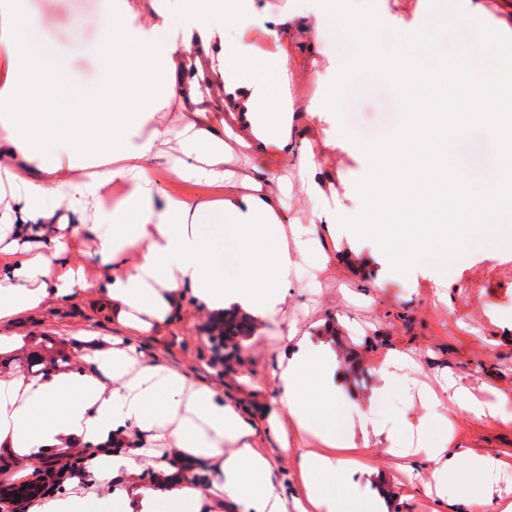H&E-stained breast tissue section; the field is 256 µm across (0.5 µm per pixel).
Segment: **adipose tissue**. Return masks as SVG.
Returning <instances> with one entry per match:
<instances>
[{
	"mask_svg": "<svg viewBox=\"0 0 512 512\" xmlns=\"http://www.w3.org/2000/svg\"><path fill=\"white\" fill-rule=\"evenodd\" d=\"M336 12V0H109L96 46L104 74L84 90L72 87L66 57L28 0H0V154L9 159L0 165V327L90 292L110 304L118 328L81 370L0 378V455L13 462L14 476L72 444L90 453L89 479L29 512L93 505L100 512H387L368 485L375 448L401 471L412 458L432 462L438 504L464 500L481 512H512V490L500 486L512 459L463 455L442 433L448 409L493 417L497 401L448 375L438 389L418 387L401 372L411 356L394 351L358 410L357 432H338L345 397L334 328L314 333L286 316L302 266L320 274L326 264L311 230L290 221L289 194L318 202L314 223L350 243L373 234L372 215L387 217L397 226L385 251L391 275L430 273L439 288L449 256L487 244L492 225L512 222V113L497 105L512 98V72L480 31L445 73L467 92L472 59L506 73L483 89L488 106L461 112L451 100L442 120L416 107L400 135L357 144L375 162L357 205L329 201L316 153L346 148L336 114L359 78L379 67L414 93L436 78L439 18H491L488 0H417L408 15L386 0H348L341 23ZM365 13L389 43L363 28ZM258 36L266 51H257ZM302 76L318 92L297 104L288 89ZM205 79L220 82L222 95L204 93ZM171 106L173 123L163 115ZM307 120L331 127L319 150L300 146ZM463 123L496 130L503 156L496 179L469 183L441 161ZM99 148L111 163L87 169L86 156ZM159 169L216 187L219 197L167 193L153 178ZM56 202L72 214L70 236L54 237L45 250L19 249L20 238L50 232ZM83 231L96 244L88 257L101 274L93 281L86 263L66 258ZM189 294L213 317L243 312L279 326L277 395L264 407L265 434L283 445L292 431L317 442L296 451L290 481L279 480L276 461L262 453L261 433L240 401L137 352L134 337L170 326ZM411 392L419 414L383 410L392 394ZM147 467L158 475L154 483L139 479ZM113 479L119 488L102 494Z\"/></svg>",
	"mask_w": 512,
	"mask_h": 512,
	"instance_id": "adipose-tissue-1",
	"label": "adipose tissue"
}]
</instances>
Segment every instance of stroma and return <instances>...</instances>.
Segmentation results:
<instances>
[{
    "instance_id": "stroma-1",
    "label": "stroma",
    "mask_w": 512,
    "mask_h": 512,
    "mask_svg": "<svg viewBox=\"0 0 512 512\" xmlns=\"http://www.w3.org/2000/svg\"><path fill=\"white\" fill-rule=\"evenodd\" d=\"M104 5V0H30L45 31L69 56L74 78L88 86L101 78L99 58L89 48L98 40ZM475 27L474 21L449 18L437 40V61H456L468 49ZM76 29L81 32L77 42L72 39ZM409 106L396 85L373 71L337 113L336 125L351 142L381 143L403 129ZM445 154L448 165L472 183L496 175L501 165L498 139L484 126L467 127L449 140ZM320 163L323 171L342 173V181L335 184L340 199L372 176L369 162L351 150L324 156ZM380 249L377 239L361 242L352 257L329 264L317 280L310 267H302L288 302L289 320L301 325L335 322L346 392L354 401L376 387L378 366L392 350L414 353L421 376L445 371L462 377L471 388H495L498 416L454 412L448 420L452 444L463 451L512 456V238L490 241L449 261L443 303L434 291H420L425 276L413 283L387 277L376 257ZM209 323L197 303L186 301L170 329L137 337V349L149 360L241 397L251 415L262 418L264 405L276 394L270 375L274 334L235 338L226 344L219 362L206 332ZM8 333L16 340L17 358L42 352L43 341L50 339L56 351L69 356L73 369L82 367V353L106 345L113 335L107 312L94 308L87 296L23 314ZM246 372L262 377L261 392L239 393L236 378ZM373 466L374 488L388 496L389 512H428L429 463L413 461L411 473L402 476L378 450Z\"/></svg>"
}]
</instances>
